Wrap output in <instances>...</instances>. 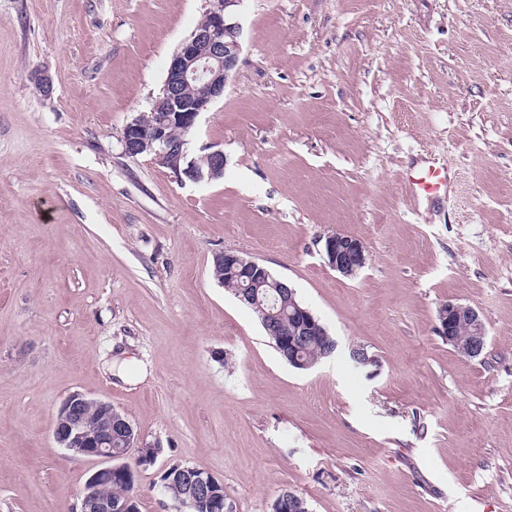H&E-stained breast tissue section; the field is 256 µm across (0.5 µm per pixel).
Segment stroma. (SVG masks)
<instances>
[{"label": "stroma", "instance_id": "35a3bbf8", "mask_svg": "<svg viewBox=\"0 0 512 512\" xmlns=\"http://www.w3.org/2000/svg\"><path fill=\"white\" fill-rule=\"evenodd\" d=\"M209 0H0V512H77L95 461L53 437L79 391L133 423L139 512L172 464L236 512H512V0H243L242 52L178 179L121 134ZM48 74L44 96L35 82ZM447 192L410 198L413 169ZM361 239L356 276L323 243ZM266 265L336 342L308 370L214 279ZM477 309L483 358L435 330ZM364 347L376 366L354 367ZM403 179L406 190L414 198L434 195L442 189H448L450 181L448 168L445 167H429L425 173H409ZM323 250L328 265L345 277L355 276L367 264L364 243L351 235L340 232L328 235ZM437 320L438 335L447 339L459 355L468 359H477L483 355L487 347V329L475 308L448 301L438 311ZM460 322L467 323L471 328L466 339L458 337L457 325ZM197 468V467H196ZM204 473H199V471ZM190 484L196 489L205 493V498L210 500L212 505L211 512H234L235 506L232 501L224 499V482L200 468L194 472Z\"/></svg>", "mask_w": 512, "mask_h": 512}]
</instances>
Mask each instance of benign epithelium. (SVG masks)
<instances>
[{"label": "benign epithelium", "instance_id": "7a95c632", "mask_svg": "<svg viewBox=\"0 0 512 512\" xmlns=\"http://www.w3.org/2000/svg\"><path fill=\"white\" fill-rule=\"evenodd\" d=\"M206 21L192 31L173 54L161 92L152 102L151 112L141 113L128 123L121 136L125 154L131 157L152 155L164 163L170 154L180 155L184 163L173 169L179 177L202 183L224 175V151L212 150L199 157H188V135L197 125L199 115L210 103L224 95V89L236 73L242 50L237 7L243 0H210ZM200 86V94L188 99L185 89ZM328 265L345 277L356 275L368 260L364 243L351 235L336 232L323 244ZM226 263L243 279L237 292L242 302L258 300V288L268 283L270 272L256 259L234 251L223 252ZM301 321L289 338H280L289 361L298 364L291 350L302 337L325 332L309 308L294 304ZM438 335L448 340L455 351L468 359H477L487 347V329L480 313L473 307L448 301L440 308ZM95 410L96 426L88 424L87 409ZM132 422L120 414L112 402L91 398L81 392L66 396L57 408L54 438L63 448L101 466L87 479L78 512H133L130 500L114 501L103 488L116 477H126L132 468L125 463L131 454L137 461L152 458L151 448L135 443ZM190 484L205 493L213 512H235L233 502L224 499V481L208 472L196 473Z\"/></svg>", "mask_w": 512, "mask_h": 512}]
</instances>
